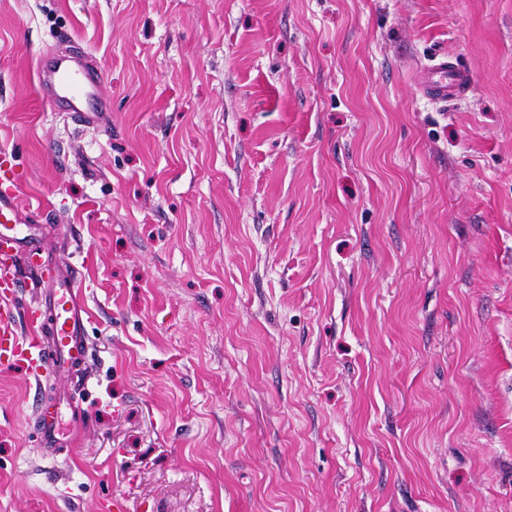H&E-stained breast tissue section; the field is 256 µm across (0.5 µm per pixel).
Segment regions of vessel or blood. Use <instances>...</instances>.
I'll list each match as a JSON object with an SVG mask.
<instances>
[{
  "instance_id": "1",
  "label": "vessel or blood",
  "mask_w": 512,
  "mask_h": 512,
  "mask_svg": "<svg viewBox=\"0 0 512 512\" xmlns=\"http://www.w3.org/2000/svg\"><path fill=\"white\" fill-rule=\"evenodd\" d=\"M423 95L440 101L465 97L472 87L469 71L436 56L417 75ZM38 87L42 98L56 111L74 112L96 117L109 111L110 104L101 90V75L85 56L61 49L45 56L38 70ZM19 214L18 185L12 163L0 154V253L26 248L36 250L32 235L26 234L17 222ZM81 280L77 274L61 277L54 285L53 299L56 319L54 339L44 345L43 328L31 323L27 335H19L16 314L18 306L13 282L0 280V363L11 365L28 362L36 368L68 372L82 363L86 356L84 336L88 321L81 300Z\"/></svg>"
}]
</instances>
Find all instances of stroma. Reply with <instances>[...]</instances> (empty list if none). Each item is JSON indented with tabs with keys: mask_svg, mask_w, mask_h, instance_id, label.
<instances>
[{
	"mask_svg": "<svg viewBox=\"0 0 512 512\" xmlns=\"http://www.w3.org/2000/svg\"><path fill=\"white\" fill-rule=\"evenodd\" d=\"M2 149L18 326L68 266L89 320L0 366V512H512V0H0ZM42 98L56 111L97 117L109 112L110 104L101 90V75L85 56L67 49L45 56L38 69ZM417 84L423 95L443 102L465 97L472 87L469 71L437 55L421 68ZM5 185L4 189L2 185ZM19 194L15 172L9 157L0 154V255L5 261L10 252L28 248L37 253V245L32 234H26L22 225L17 224L19 214Z\"/></svg>",
	"mask_w": 512,
	"mask_h": 512,
	"instance_id": "obj_1",
	"label": "stroma"
}]
</instances>
